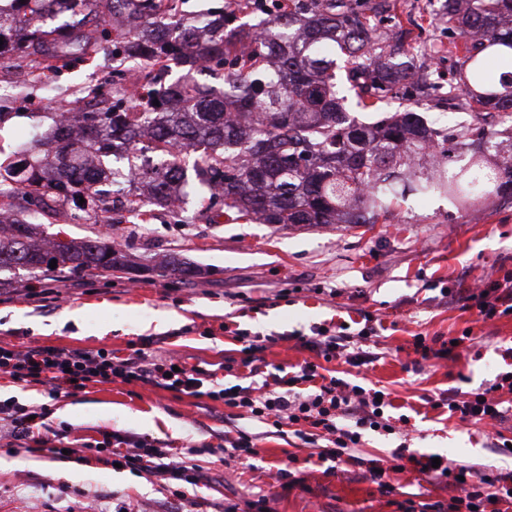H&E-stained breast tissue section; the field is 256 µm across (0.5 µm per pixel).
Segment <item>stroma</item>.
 I'll return each mask as SVG.
<instances>
[{"instance_id":"1","label":"stroma","mask_w":512,"mask_h":512,"mask_svg":"<svg viewBox=\"0 0 512 512\" xmlns=\"http://www.w3.org/2000/svg\"><path fill=\"white\" fill-rule=\"evenodd\" d=\"M373 2L413 26L417 63L443 73L454 68V58L443 52V0ZM113 67L108 42L94 62L64 63L42 78L14 79L10 61H0V81L10 85L0 96V161L14 154L18 134H40L76 106L83 87L99 86L107 99L120 96V85L101 82ZM41 230L52 239L114 241L136 268L36 283L25 271H0V341L106 348L124 356L131 344L150 337L157 353L203 366L234 357V333L245 330L278 336L263 357L287 368L308 354L285 341V334L341 325L354 333L368 313L379 321L381 358L373 368L350 372L349 379L386 387L396 414L409 418V434L367 433L364 452L384 456L404 443L416 454L512 468V459L491 451V427L459 424L421 401L448 388L486 386L512 370V357L503 356L512 345V317L482 324L475 311L441 300L442 289L464 291L512 268V203L491 199L480 209L459 210L437 196L411 197L370 228L282 226L205 209L202 193L193 192L172 210L154 206L142 216L109 211L94 222L69 206L45 219ZM169 253L193 262L199 275L188 281L161 275L155 263ZM468 327L479 342L460 359L433 361L419 374L406 371L414 334L458 337ZM10 397L47 407V432L67 434L78 456L61 461L0 440V512H85L89 506L123 512L130 504L140 512H224L225 504L262 494L272 512H399L408 492L422 493L427 502L448 498L446 490L409 471L391 476L395 492L381 494L364 472L341 466L327 473L307 463L308 451L298 448L294 436L267 433L263 424L230 416L223 404L177 398L150 385L99 383L53 399L43 387L0 376V400ZM237 429L258 437L260 454L247 465L222 450L225 433ZM116 430L157 441L182 457L200 449L206 482L185 487L179 498L156 477L112 468L92 446ZM293 452L303 484L273 485L271 469Z\"/></svg>"}]
</instances>
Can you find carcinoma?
<instances>
[{"instance_id":"obj_1","label":"carcinoma","mask_w":512,"mask_h":512,"mask_svg":"<svg viewBox=\"0 0 512 512\" xmlns=\"http://www.w3.org/2000/svg\"><path fill=\"white\" fill-rule=\"evenodd\" d=\"M24 2L25 20L0 7V59L5 53L65 60L89 55L107 16L133 18L117 31L120 63L137 70L143 94L132 111L84 90V125L76 137L51 130L8 165L0 163V270L23 269L38 278L50 271L107 273L132 268L127 253L96 238L45 240L16 204L42 205L53 216L83 199L106 212L123 207H167L189 178L210 192L212 204L260 224H375L407 193L448 196L459 208L490 198L512 200V71L490 66L512 59V0H445L448 56L462 54L456 81L414 79L416 64L404 45H381L369 0H288L256 23L237 21L247 0H226L201 27L179 18L183 0H11ZM71 17L51 27L47 20ZM349 57L347 81L362 105L379 111L398 103L375 124L349 117L336 85L334 50ZM176 60L183 76L166 80ZM224 66L220 88L201 82L206 63ZM466 97L469 111L502 116L509 149L491 138L477 146L471 124L430 126L419 101ZM451 143L467 157L447 168ZM57 267L51 268V260ZM160 268L179 279L197 270L177 254Z\"/></svg>"}]
</instances>
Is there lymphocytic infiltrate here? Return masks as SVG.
Masks as SVG:
<instances>
[{"instance_id":"1","label":"lymphocytic infiltrate","mask_w":512,"mask_h":512,"mask_svg":"<svg viewBox=\"0 0 512 512\" xmlns=\"http://www.w3.org/2000/svg\"><path fill=\"white\" fill-rule=\"evenodd\" d=\"M463 307L476 310L482 322L512 317V270L467 290ZM371 328L357 333L313 328L311 334L292 332L297 348L315 354V361L297 370L272 374L259 388L231 386L225 379L240 371L257 372L256 362L268 344L260 335L238 333L239 358L227 359L217 368L187 366L176 356L151 358L136 348L124 357L100 348L20 346L0 341V374L16 383L45 387L51 396L69 394L90 383L141 382L172 392L176 396L208 398L236 410L238 418L271 424L275 429L291 428L302 444L313 448L318 463L347 462L365 466L371 481L382 494L394 490L386 477L413 468L449 491L447 504L408 503L407 512H500L512 505V471H494L473 464L442 459L433 465L431 456L393 449L389 458L364 459L357 456L366 432L395 434L396 427L385 411L392 402L388 392L349 382L329 373L320 375L317 359L330 362L339 358L354 367L372 364L378 353L366 350ZM432 409H447L449 417L462 422L502 424L512 416V372L497 376L488 387L473 392L452 390L429 398ZM46 407L28 406L18 401L0 400V424L12 444H34L38 451L62 458L61 446L42 433ZM96 452L133 471H145L164 481L192 486L204 481L200 465L188 460L171 461L165 450L146 438L113 433L111 439L96 444Z\"/></svg>"}]
</instances>
